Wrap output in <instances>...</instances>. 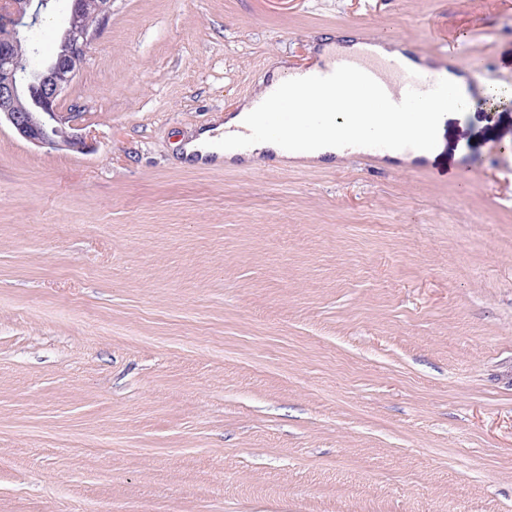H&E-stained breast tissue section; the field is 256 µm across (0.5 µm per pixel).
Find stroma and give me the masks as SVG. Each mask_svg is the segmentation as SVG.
I'll list each match as a JSON object with an SVG mask.
<instances>
[{
	"label": "stroma",
	"mask_w": 512,
	"mask_h": 512,
	"mask_svg": "<svg viewBox=\"0 0 512 512\" xmlns=\"http://www.w3.org/2000/svg\"><path fill=\"white\" fill-rule=\"evenodd\" d=\"M362 32L512 89V0H114L88 150L0 127V512H512V112L436 164L185 162Z\"/></svg>",
	"instance_id": "stroma-1"
}]
</instances>
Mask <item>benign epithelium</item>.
Listing matches in <instances>:
<instances>
[{"label": "benign epithelium", "instance_id": "benign-epithelium-1", "mask_svg": "<svg viewBox=\"0 0 512 512\" xmlns=\"http://www.w3.org/2000/svg\"><path fill=\"white\" fill-rule=\"evenodd\" d=\"M37 12V0H0V122L34 145L82 153L88 148L86 137L59 105L107 28L112 0H72L59 38L61 51L33 66L13 47Z\"/></svg>", "mask_w": 512, "mask_h": 512}]
</instances>
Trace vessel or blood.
<instances>
[{"instance_id": "vessel-or-blood-1", "label": "vessel or blood", "mask_w": 512, "mask_h": 512, "mask_svg": "<svg viewBox=\"0 0 512 512\" xmlns=\"http://www.w3.org/2000/svg\"><path fill=\"white\" fill-rule=\"evenodd\" d=\"M311 89L326 95L346 92L365 97L372 105L393 116L404 118L416 112L437 118L447 97V86L437 74L424 75L409 68L404 58L388 61L374 58L369 50L355 54L335 53L318 67L307 69L301 81H283L273 87L270 98L256 101L255 121L238 131L226 143L227 148H244L249 139L274 136L283 150L302 148L309 140L327 136L330 128L323 113L311 119L310 133L290 129L297 96ZM432 130L422 127L402 136L386 134L371 142V156L390 150L414 154L431 145Z\"/></svg>"}]
</instances>
